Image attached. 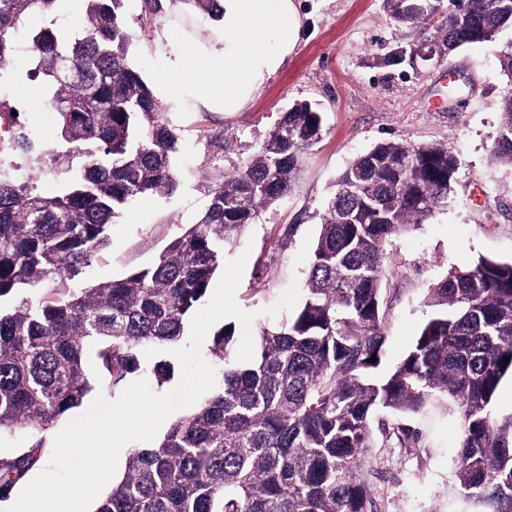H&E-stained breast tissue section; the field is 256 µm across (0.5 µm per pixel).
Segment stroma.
<instances>
[{
	"label": "stroma",
	"instance_id": "stroma-1",
	"mask_svg": "<svg viewBox=\"0 0 512 512\" xmlns=\"http://www.w3.org/2000/svg\"><path fill=\"white\" fill-rule=\"evenodd\" d=\"M297 4L298 44L242 111L212 112L190 101L182 111L167 112L182 140L175 161L179 186L167 197H143L119 218L85 280L106 281L152 263L196 221L210 182L253 155L293 103L308 101L323 113V139L307 152L288 198L262 212L230 247L229 258L248 257L235 301L254 313L253 329L276 325L264 310L291 282H304L326 197L341 172L386 140L445 145L461 161L453 200L386 244L385 359L392 365L430 315L429 288L450 268L482 257L512 262V166L491 154L507 89L498 56L512 44V30L493 43L464 45L440 63L384 66L380 57L430 38V31L393 22L382 0ZM125 12L139 37L133 61L149 81L169 67L156 44L164 29L177 28L203 44L216 29L181 10L145 16L142 0H126ZM434 98L444 100L443 110L430 109ZM404 422L418 433L412 447L374 434L365 474L376 512H448L458 418L439 404Z\"/></svg>",
	"mask_w": 512,
	"mask_h": 512
}]
</instances>
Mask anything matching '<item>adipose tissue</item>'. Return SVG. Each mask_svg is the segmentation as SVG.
<instances>
[{
  "instance_id": "adipose-tissue-1",
  "label": "adipose tissue",
  "mask_w": 512,
  "mask_h": 512,
  "mask_svg": "<svg viewBox=\"0 0 512 512\" xmlns=\"http://www.w3.org/2000/svg\"><path fill=\"white\" fill-rule=\"evenodd\" d=\"M300 30L294 0H224V19L208 47L177 30L162 32L158 45L173 60L156 76L154 92L175 109L190 95L219 111H241L293 51Z\"/></svg>"
}]
</instances>
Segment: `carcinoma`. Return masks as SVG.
I'll return each mask as SVG.
<instances>
[{"instance_id": "obj_1", "label": "carcinoma", "mask_w": 512, "mask_h": 512, "mask_svg": "<svg viewBox=\"0 0 512 512\" xmlns=\"http://www.w3.org/2000/svg\"><path fill=\"white\" fill-rule=\"evenodd\" d=\"M218 22L221 0L167 2ZM72 23H58L72 5ZM399 24L436 22L427 43L451 54L493 43L512 27V0H383ZM125 0H0V91L24 19L33 67L26 77L46 95L67 149L56 164L61 190L38 191L49 152L20 121L0 139V437L40 438L0 458V503L43 462L42 434L82 407L107 381L148 373L158 386L176 365L144 351L175 345L224 266V250L291 191L302 156L323 137L322 112L297 102L258 151L212 183L194 224L148 267L78 288L109 245L112 219L145 194L176 188V129L131 61L136 34ZM509 89L494 158L512 165V47L499 56ZM22 153L30 168L5 162ZM459 158L442 144H376L331 189L321 215L301 304L256 337L253 359L233 358L232 324L213 335L211 395L174 420L150 448L132 451L123 477L93 512H374L364 469L372 417L432 403L455 408L460 423L455 487L477 512H512V416L493 401L512 377V263L481 258L430 288L431 313L393 368L383 366L385 244L424 223L454 194ZM376 357L371 362L369 358ZM511 361H506V358Z\"/></svg>"}]
</instances>
